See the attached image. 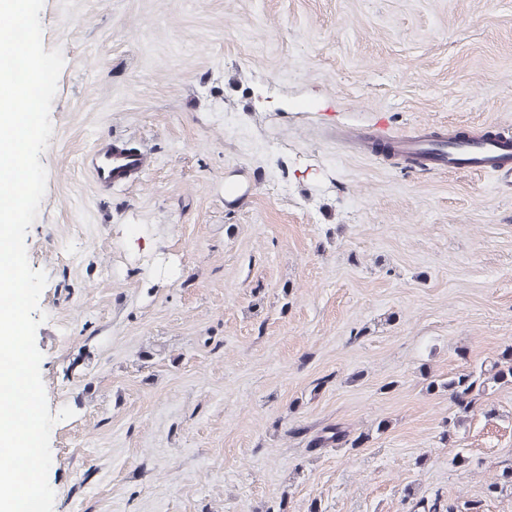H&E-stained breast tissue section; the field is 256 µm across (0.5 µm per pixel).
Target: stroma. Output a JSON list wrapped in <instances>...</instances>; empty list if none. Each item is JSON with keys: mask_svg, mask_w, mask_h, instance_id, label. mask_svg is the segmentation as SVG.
I'll list each match as a JSON object with an SVG mask.
<instances>
[{"mask_svg": "<svg viewBox=\"0 0 512 512\" xmlns=\"http://www.w3.org/2000/svg\"><path fill=\"white\" fill-rule=\"evenodd\" d=\"M65 65L26 247L53 512H512V182L337 132L512 136V0H45ZM147 156L103 186V141ZM240 187L225 195L226 183ZM387 429H379L380 421ZM362 436L315 448L326 428ZM470 461H452L458 449ZM512 385V350L504 351L501 356L486 365L482 362L479 366L469 371L456 373L445 379L432 380L428 388L434 390H447L449 399L458 407V415L452 420L454 429L464 425L465 416L471 406L486 394L489 388L495 386Z\"/></svg>", "mask_w": 512, "mask_h": 512, "instance_id": "stroma-1", "label": "stroma"}]
</instances>
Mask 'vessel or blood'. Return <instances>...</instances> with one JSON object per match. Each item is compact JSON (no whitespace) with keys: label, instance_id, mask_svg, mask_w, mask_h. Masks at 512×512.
<instances>
[{"label":"vessel or blood","instance_id":"1","mask_svg":"<svg viewBox=\"0 0 512 512\" xmlns=\"http://www.w3.org/2000/svg\"><path fill=\"white\" fill-rule=\"evenodd\" d=\"M351 138L365 150L384 145L398 156L417 162L428 169L470 171L505 176L512 173V137L496 132L484 137L457 136L433 138L425 135L391 137L384 132L359 131ZM144 163L143 158L118 156L111 151H97L94 159L96 178L112 184L135 176Z\"/></svg>","mask_w":512,"mask_h":512}]
</instances>
